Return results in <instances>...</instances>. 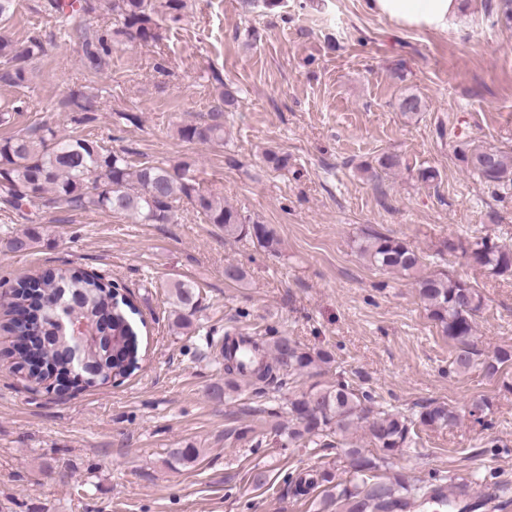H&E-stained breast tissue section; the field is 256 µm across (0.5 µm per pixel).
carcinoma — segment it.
Instances as JSON below:
<instances>
[{"instance_id":"1","label":"carcinoma","mask_w":512,"mask_h":512,"mask_svg":"<svg viewBox=\"0 0 512 512\" xmlns=\"http://www.w3.org/2000/svg\"><path fill=\"white\" fill-rule=\"evenodd\" d=\"M56 16L73 30L86 28V16L96 12L92 0H53ZM116 35L144 43L162 38V22L181 18L184 0H108ZM42 53L40 42L26 44L0 37V77L16 85L28 80V63ZM219 105L210 122L187 124L179 129L187 141L224 140L223 112L238 102V89L221 85ZM465 169L482 183L507 195L512 190V155L482 145L459 149ZM266 166L286 171L292 158L286 152L268 150ZM402 165L393 153H382L364 170L394 171ZM186 198L198 215L224 230V238L249 240L269 253H278L276 231L240 210L224 204L218 197L200 190L190 165L173 166L144 162L134 164L126 152L113 151L98 139L66 137L48 123L40 121L25 133L0 139V200L15 209L37 199L43 204H65L77 209L131 213L142 224H171L174 203ZM42 240L41 232L27 229L9 238L6 248L28 251ZM358 252L376 269L415 279L419 299L430 318L452 343L449 369L455 374L481 364L485 374L494 376L512 366V350L497 348L484 352L474 341V316L483 299L478 289L447 273L426 271L427 256L405 240L376 230L363 232L356 241ZM471 259L493 277L512 276V248L487 236L476 237L463 245L453 239L444 243V251ZM9 303L11 318L5 330L13 337L11 368L26 372L39 383L46 378L43 368L57 371L69 368L68 352L74 338L69 329L49 317V308L59 299H72L71 319L97 327L99 341L83 346L81 360L88 369L85 385L95 387L117 379H126L141 368L142 355L138 333L132 320L136 308L120 293L118 285L76 268H47L39 274L20 279L12 286ZM173 325L189 330L200 310V291L190 281L170 285ZM224 386L210 392L231 397L241 387L255 393L282 381L285 376L307 378L310 383L288 396V425L276 422L272 430L286 436L285 443L303 441L319 444L336 435L341 438L352 469V478L335 480L329 470L306 471L291 479L293 493L306 496L326 484L328 490L318 502L317 512H407L436 497L444 485L435 474L414 481L394 472L381 480L376 472L394 465L404 449L416 445L420 432L452 429L461 415L448 405L430 402L418 414L379 410L371 392L355 388L336 371V380L324 379L332 363L328 350H311L286 335L268 339L238 336L230 327L224 332ZM493 406L490 396L482 395L471 404L469 415L482 426ZM362 430L374 449L353 441L351 435ZM171 457L182 464L197 461V448H173ZM476 480L453 477L448 485L447 512H476L481 503L473 501Z\"/></svg>"}]
</instances>
